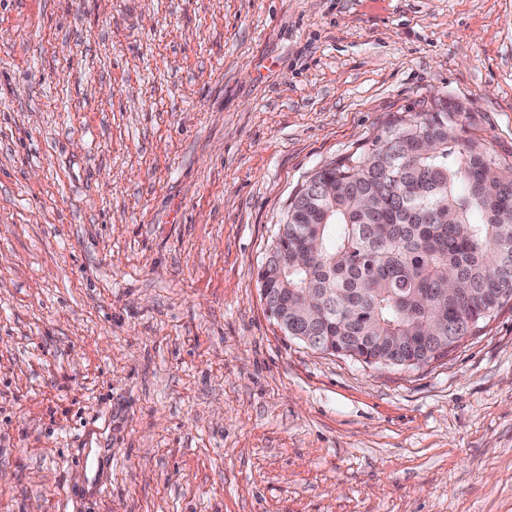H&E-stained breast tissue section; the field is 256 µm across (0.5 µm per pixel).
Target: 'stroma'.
Returning a JSON list of instances; mask_svg holds the SVG:
<instances>
[{
  "mask_svg": "<svg viewBox=\"0 0 512 512\" xmlns=\"http://www.w3.org/2000/svg\"><path fill=\"white\" fill-rule=\"evenodd\" d=\"M434 97L512 158V0H0V512H512V302L367 364L258 279Z\"/></svg>",
  "mask_w": 512,
  "mask_h": 512,
  "instance_id": "obj_1",
  "label": "stroma"
}]
</instances>
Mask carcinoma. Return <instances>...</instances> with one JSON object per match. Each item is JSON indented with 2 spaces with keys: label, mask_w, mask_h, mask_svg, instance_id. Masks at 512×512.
Listing matches in <instances>:
<instances>
[{
  "label": "carcinoma",
  "mask_w": 512,
  "mask_h": 512,
  "mask_svg": "<svg viewBox=\"0 0 512 512\" xmlns=\"http://www.w3.org/2000/svg\"><path fill=\"white\" fill-rule=\"evenodd\" d=\"M437 99L318 171L279 225L263 275L288 336L351 358L426 363L512 301V160Z\"/></svg>",
  "instance_id": "1"
}]
</instances>
